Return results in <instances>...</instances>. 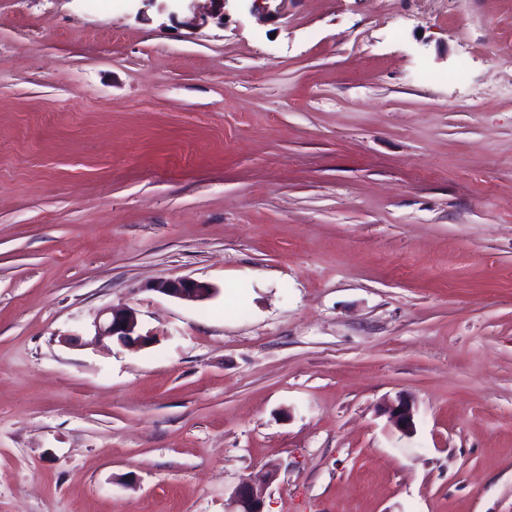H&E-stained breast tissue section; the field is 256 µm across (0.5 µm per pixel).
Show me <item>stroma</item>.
Instances as JSON below:
<instances>
[{
  "mask_svg": "<svg viewBox=\"0 0 512 512\" xmlns=\"http://www.w3.org/2000/svg\"><path fill=\"white\" fill-rule=\"evenodd\" d=\"M271 465L265 512H512V0H0V512ZM210 3V16L211 18L218 19L219 21H223L224 19V9L225 5L229 1L240 2L241 7L247 9L250 13H255L259 11L265 12L267 15H272L273 12L278 11V7H275L272 10V5L270 2H277L282 0H207ZM249 2H252L251 4ZM149 289L190 302L204 301L215 294V288L211 284L187 278L159 280L151 284ZM125 324V327H122ZM95 339H113L124 347L137 348L148 345L153 337L140 331L136 314L128 309H103L96 321ZM386 413L389 421L405 434L413 433L415 428V413L413 403L406 396L399 395L391 402Z\"/></svg>",
  "mask_w": 512,
  "mask_h": 512,
  "instance_id": "stroma-1",
  "label": "stroma"
}]
</instances>
